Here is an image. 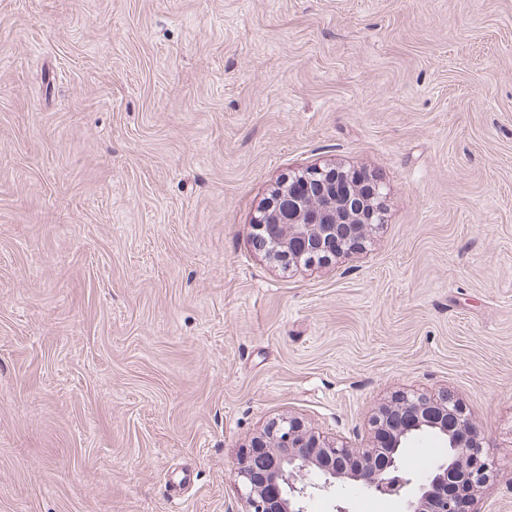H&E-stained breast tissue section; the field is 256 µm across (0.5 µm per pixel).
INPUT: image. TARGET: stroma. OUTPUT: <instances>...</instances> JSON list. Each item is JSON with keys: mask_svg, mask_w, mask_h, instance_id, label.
<instances>
[{"mask_svg": "<svg viewBox=\"0 0 512 512\" xmlns=\"http://www.w3.org/2000/svg\"><path fill=\"white\" fill-rule=\"evenodd\" d=\"M315 164L384 221L286 268L252 220ZM400 392L512 512V0H0V512H243L270 419L367 448Z\"/></svg>", "mask_w": 512, "mask_h": 512, "instance_id": "obj_1", "label": "stroma"}]
</instances>
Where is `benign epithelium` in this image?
<instances>
[{"instance_id": "obj_1", "label": "benign epithelium", "mask_w": 512, "mask_h": 512, "mask_svg": "<svg viewBox=\"0 0 512 512\" xmlns=\"http://www.w3.org/2000/svg\"><path fill=\"white\" fill-rule=\"evenodd\" d=\"M295 179L301 188L294 223L279 222V198L265 201L252 224L256 250L265 252L273 245V256L289 268L328 255L338 242L351 252L360 249L383 215L382 196L359 204L357 176L335 166H312ZM372 427L384 433L383 441L356 452L308 430L298 418L270 421L239 458L245 512H306L307 500L330 495L347 482L402 499L405 512H463V501L471 500L489 480V466L481 451L474 450L470 417L446 393L399 394L373 418ZM423 433L452 452L437 463L428 480L414 487L400 457Z\"/></svg>"}]
</instances>
